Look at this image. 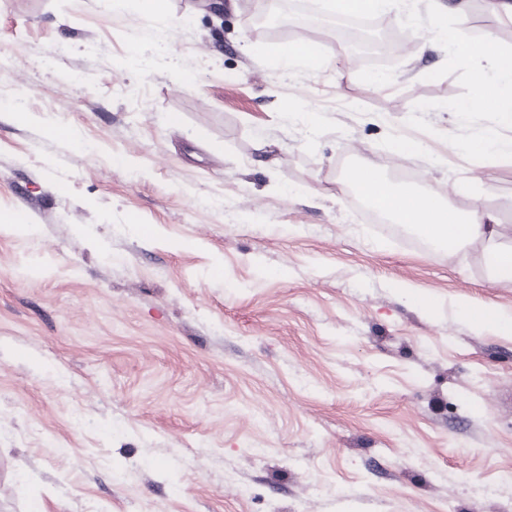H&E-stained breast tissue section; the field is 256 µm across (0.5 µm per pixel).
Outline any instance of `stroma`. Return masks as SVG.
<instances>
[{"mask_svg":"<svg viewBox=\"0 0 512 512\" xmlns=\"http://www.w3.org/2000/svg\"><path fill=\"white\" fill-rule=\"evenodd\" d=\"M214 2L158 26L0 0V217L30 220L0 226V512H512V337L457 305L512 316V282L481 241L371 222L345 179L412 166L512 225V160L446 142L462 88L430 31L376 63ZM460 27L512 44L478 0ZM305 38L321 67L266 53ZM468 321L478 329H487L498 336L512 337V316L504 315L491 303L474 304L467 299L459 302Z\"/></svg>","mask_w":512,"mask_h":512,"instance_id":"obj_1","label":"stroma"}]
</instances>
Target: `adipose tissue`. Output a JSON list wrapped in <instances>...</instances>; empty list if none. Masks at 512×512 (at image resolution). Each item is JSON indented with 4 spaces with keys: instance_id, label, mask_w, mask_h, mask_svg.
Wrapping results in <instances>:
<instances>
[{
    "instance_id": "obj_1",
    "label": "adipose tissue",
    "mask_w": 512,
    "mask_h": 512,
    "mask_svg": "<svg viewBox=\"0 0 512 512\" xmlns=\"http://www.w3.org/2000/svg\"><path fill=\"white\" fill-rule=\"evenodd\" d=\"M346 179L396 223L411 225L448 251L458 250L478 239L485 240V261L491 280L512 281V245L500 242L492 213L477 210L464 213L446 199L397 190L377 169L368 165L348 170Z\"/></svg>"
}]
</instances>
